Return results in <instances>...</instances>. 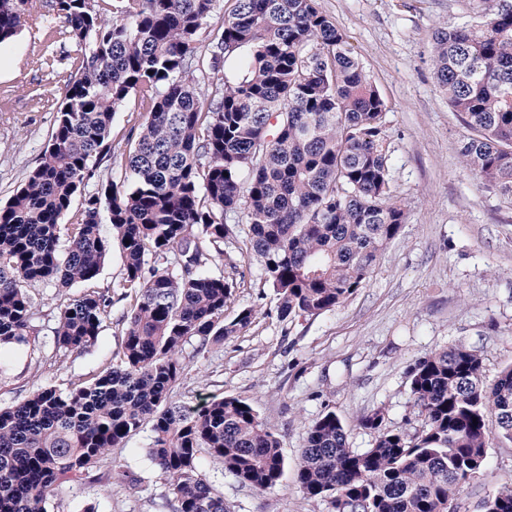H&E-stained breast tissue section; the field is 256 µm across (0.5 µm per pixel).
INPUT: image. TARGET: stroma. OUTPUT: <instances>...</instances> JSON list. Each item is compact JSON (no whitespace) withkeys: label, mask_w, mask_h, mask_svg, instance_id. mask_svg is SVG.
<instances>
[{"label":"stroma","mask_w":512,"mask_h":512,"mask_svg":"<svg viewBox=\"0 0 512 512\" xmlns=\"http://www.w3.org/2000/svg\"><path fill=\"white\" fill-rule=\"evenodd\" d=\"M322 11L348 37L373 85L387 103L391 171L398 196L409 209L399 237L386 249L366 286L336 310L316 318L280 321L271 288L256 259L226 245V258L210 270L236 263L243 274L236 299L225 312L253 306L257 316L240 336L205 354L186 344L191 369L173 393L193 403L207 395L235 396L251 403L281 438L287 461L279 485L258 494L242 487L222 466L203 460L207 478L224 493L231 512H329L327 502L305 496L292 465L308 426L327 411L341 419L354 450L372 436L361 416L385 409L393 427H411L407 371L420 356L462 342L483 357L484 376L494 380L512 364V206L482 187L465 167L459 146L466 133L433 78L430 36L438 26H456L479 0H319ZM63 24L49 0H31L17 36L0 44V203L6 202L41 157L54 108L35 104L55 88L42 68L54 55L58 71L71 67L73 44L52 33ZM146 109L130 97L116 112L102 176L123 181L131 129ZM34 333L28 344L0 357V407L21 401L46 384L66 386L89 377L118 346V328L106 324L90 351L51 366L56 289L34 287ZM149 430L133 436L121 453L130 477L104 492L100 483L62 488L56 512H77L90 499L102 512H169L163 481L146 457ZM512 480V446L493 447L486 467L461 493L463 512H481L482 500Z\"/></svg>","instance_id":"stroma-1"}]
</instances>
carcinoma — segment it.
I'll list each match as a JSON object with an SVG mask.
<instances>
[{
  "instance_id": "obj_1",
  "label": "carcinoma",
  "mask_w": 512,
  "mask_h": 512,
  "mask_svg": "<svg viewBox=\"0 0 512 512\" xmlns=\"http://www.w3.org/2000/svg\"><path fill=\"white\" fill-rule=\"evenodd\" d=\"M57 42L80 54L57 74L65 92L39 164L0 206V352L29 343V287L80 295L56 307L55 356L94 347L113 305L96 285L122 248L121 342L109 361L66 387H40L0 408V512H51L66 485L92 472L125 476L114 456L145 425L146 453L171 512H230L201 469L206 457L256 493L276 488L279 434L234 397L172 399L198 351L246 331L256 309L225 320L240 282L208 267L239 244L255 257L283 321L335 310L368 282L408 219L394 194L387 104L318 0H236L209 35L217 0H54ZM29 0H0V44ZM434 78L467 134L460 148L483 187L512 206V0H481L469 21L432 34ZM211 78L203 95L195 72ZM132 95L146 113L126 160L130 186L95 178L115 112ZM81 207L61 223L75 198ZM174 260L175 268L167 266ZM422 422L391 428L377 408L361 426L372 447L349 448L328 411L306 432L294 464L309 498L334 512H460L462 487L490 448L512 446V364L493 382L481 356L451 344L407 372ZM512 512V482L483 502Z\"/></svg>"
}]
</instances>
